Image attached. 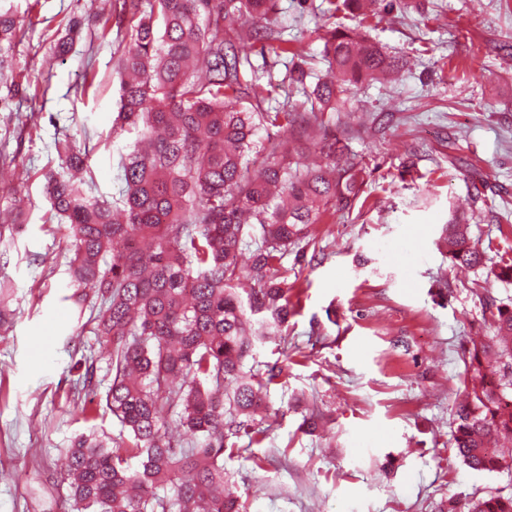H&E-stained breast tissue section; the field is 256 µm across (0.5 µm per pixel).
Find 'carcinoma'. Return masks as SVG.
<instances>
[{
    "label": "carcinoma",
    "mask_w": 512,
    "mask_h": 512,
    "mask_svg": "<svg viewBox=\"0 0 512 512\" xmlns=\"http://www.w3.org/2000/svg\"><path fill=\"white\" fill-rule=\"evenodd\" d=\"M330 16L362 20L383 0H325ZM94 16L100 37L122 35L115 136H126L112 200L88 194L87 153L54 140L57 166L40 169L51 210L64 221L66 273L85 325L112 349L106 405L122 430L109 441L92 432L67 451V512H243L224 472L233 439L252 433L255 416L283 372L244 371L257 343L288 328L295 282L282 259L310 237L331 207L358 199L362 169L336 158L327 114L346 109L349 87L385 80L399 60L359 31L322 30L325 73L309 86L292 63L281 82H261L252 47L288 53L276 0H111ZM84 20L68 19L45 62L66 55ZM23 36L11 0H0L3 54ZM281 107L265 103L284 85ZM302 99H293V92ZM291 129L325 158L291 165L292 141L271 146L258 132ZM448 258L488 267L512 281V256L490 263L472 243L469 218L447 224ZM251 254L244 270L238 255ZM478 330L463 351L465 372L454 409L452 448L462 465L512 471V299L476 291ZM177 415L182 431L167 418ZM123 448L135 450L133 469ZM169 485L172 496L153 493ZM448 512H512V492L473 497Z\"/></svg>",
    "instance_id": "carcinoma-1"
}]
</instances>
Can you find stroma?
<instances>
[{"mask_svg":"<svg viewBox=\"0 0 512 512\" xmlns=\"http://www.w3.org/2000/svg\"><path fill=\"white\" fill-rule=\"evenodd\" d=\"M25 35L10 53L21 110L44 114L17 130L0 110V211L16 229L0 243L10 287L0 320V512H62L65 450L87 427L118 436L117 420L83 387L111 380L109 357L67 301L63 231L35 174L64 136L90 152L92 193L112 196L123 140L111 139L119 87L117 37L83 33L45 69L42 59L69 15L91 17L97 0H13ZM289 50L324 70L323 0H277ZM390 18L367 35L405 64L398 83L352 94L355 124L344 153L366 169L350 211L325 215L309 243L282 260L295 277L286 338L258 344L254 369L278 364L263 422L225 454L224 469L247 512H447L451 501L512 490V474L476 472L452 451V404L461 349L481 306L476 283L512 298V282L479 269L456 274L444 228L475 212L473 243L512 251V0H385ZM93 70L95 80L83 86ZM320 431L301 427L309 410Z\"/></svg>","mask_w":512,"mask_h":512,"instance_id":"obj_1","label":"stroma"}]
</instances>
